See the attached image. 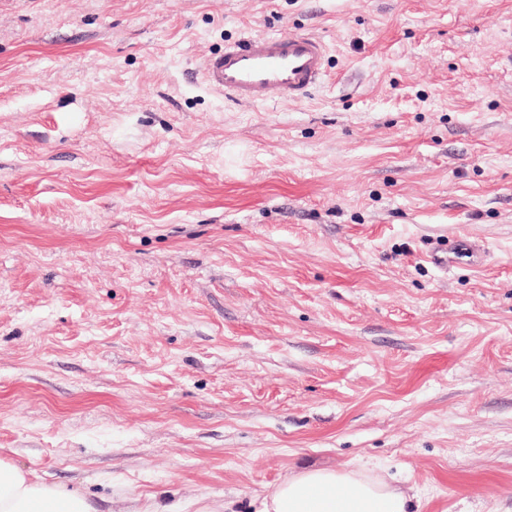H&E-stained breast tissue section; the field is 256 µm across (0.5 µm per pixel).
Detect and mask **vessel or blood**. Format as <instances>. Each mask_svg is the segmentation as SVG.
Wrapping results in <instances>:
<instances>
[{
	"mask_svg": "<svg viewBox=\"0 0 512 512\" xmlns=\"http://www.w3.org/2000/svg\"><path fill=\"white\" fill-rule=\"evenodd\" d=\"M326 58L324 41L312 33L245 34L208 59L202 78L237 102L300 100L321 81Z\"/></svg>",
	"mask_w": 512,
	"mask_h": 512,
	"instance_id": "vessel-or-blood-1",
	"label": "vessel or blood"
}]
</instances>
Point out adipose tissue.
<instances>
[{
  "label": "adipose tissue",
  "instance_id": "ef3b65f1",
  "mask_svg": "<svg viewBox=\"0 0 512 512\" xmlns=\"http://www.w3.org/2000/svg\"><path fill=\"white\" fill-rule=\"evenodd\" d=\"M409 498L364 467L310 468L283 478L256 512H408ZM0 512H96L82 494L0 459Z\"/></svg>",
  "mask_w": 512,
  "mask_h": 512
}]
</instances>
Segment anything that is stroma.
Listing matches in <instances>:
<instances>
[{
	"mask_svg": "<svg viewBox=\"0 0 512 512\" xmlns=\"http://www.w3.org/2000/svg\"><path fill=\"white\" fill-rule=\"evenodd\" d=\"M247 31L324 80L225 101ZM0 458L96 512L362 464L512 512V0H0ZM327 53L324 41L312 33L243 34L208 59L202 78L237 102L301 100L325 75Z\"/></svg>",
	"mask_w": 512,
	"mask_h": 512,
	"instance_id": "35a3bbf8",
	"label": "stroma"
}]
</instances>
